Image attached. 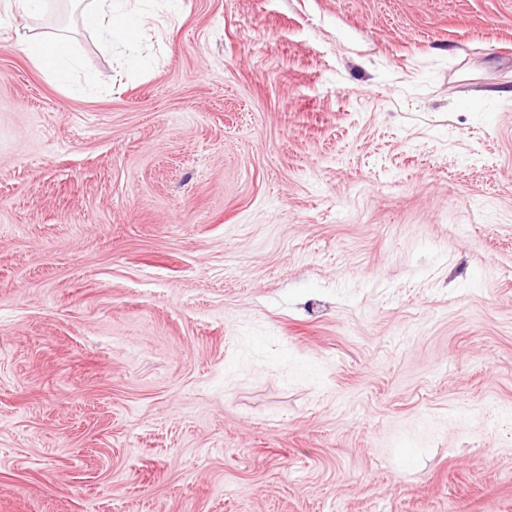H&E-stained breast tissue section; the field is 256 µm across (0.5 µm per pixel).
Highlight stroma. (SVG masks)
Returning a JSON list of instances; mask_svg holds the SVG:
<instances>
[{
  "label": "stroma",
  "instance_id": "35a3bbf8",
  "mask_svg": "<svg viewBox=\"0 0 512 512\" xmlns=\"http://www.w3.org/2000/svg\"><path fill=\"white\" fill-rule=\"evenodd\" d=\"M6 2L0 512H512V0ZM118 0H73L81 7L83 25L94 31L99 41L112 48L114 38L124 42H132L139 37L140 26L128 20L113 2ZM24 51L34 66L58 81L65 80L78 61L74 42L61 34H36L28 38Z\"/></svg>",
  "mask_w": 512,
  "mask_h": 512
}]
</instances>
